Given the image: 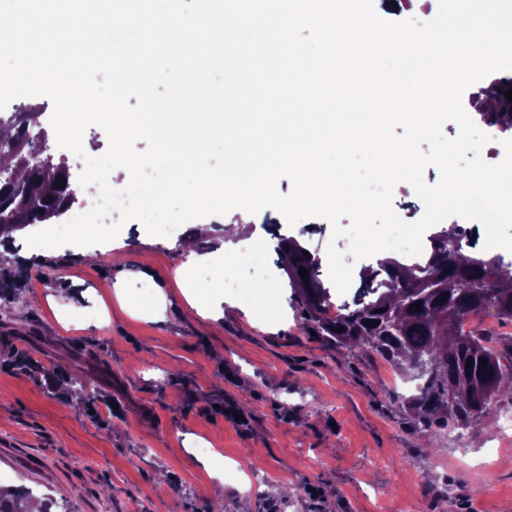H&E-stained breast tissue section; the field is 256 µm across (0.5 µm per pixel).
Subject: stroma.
Wrapping results in <instances>:
<instances>
[{
	"mask_svg": "<svg viewBox=\"0 0 512 512\" xmlns=\"http://www.w3.org/2000/svg\"><path fill=\"white\" fill-rule=\"evenodd\" d=\"M229 222L244 234L226 237ZM331 232L270 208L167 237L128 223L88 249L95 264L81 246L24 248L17 232L0 250V473L73 512H212L219 482L222 512H512V462L491 442L512 398L432 448L401 408L404 375L300 331L278 240L309 249L327 287L328 243L348 247ZM255 248L260 261H226ZM383 258L346 253V301ZM259 281L272 304L250 299Z\"/></svg>",
	"mask_w": 512,
	"mask_h": 512,
	"instance_id": "35a3bbf8",
	"label": "stroma"
}]
</instances>
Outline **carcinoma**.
I'll return each mask as SVG.
<instances>
[{"instance_id": "carcinoma-1", "label": "carcinoma", "mask_w": 512, "mask_h": 512, "mask_svg": "<svg viewBox=\"0 0 512 512\" xmlns=\"http://www.w3.org/2000/svg\"><path fill=\"white\" fill-rule=\"evenodd\" d=\"M509 89L512 76L505 74L494 92V111L483 113V122L512 127V102L505 97ZM37 116L0 117V128L10 131L0 136V158L11 160L0 163V229L14 232L41 223L58 215L70 198L67 169L43 155L41 135L31 131ZM429 241L430 253L420 261L389 258L378 269L366 270L363 276L377 282L373 298L344 306L333 319L327 316L330 296L317 278L315 256L285 237L279 238L277 251L288 257V278L301 294V331H313L339 347L370 351L410 372L417 384L402 406L413 430L434 445L439 427L477 421L500 392L512 391V341L497 349L478 333L459 331L463 318L488 310L512 321V264L497 254L459 262L463 246H472L459 229L434 233ZM301 267L307 269L306 281ZM468 360L473 367H466ZM34 501L23 490L0 486V512H28Z\"/></svg>"}]
</instances>
